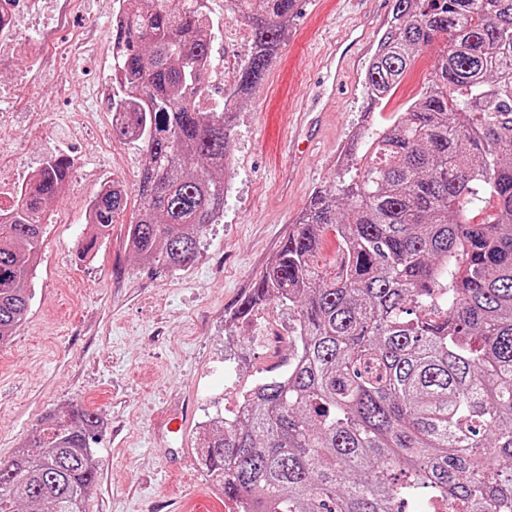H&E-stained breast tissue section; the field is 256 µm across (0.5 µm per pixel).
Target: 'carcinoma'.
<instances>
[{"label":"carcinoma","instance_id":"obj_1","mask_svg":"<svg viewBox=\"0 0 512 512\" xmlns=\"http://www.w3.org/2000/svg\"><path fill=\"white\" fill-rule=\"evenodd\" d=\"M298 0H235L251 51L249 97ZM210 0H122L112 82L124 133L143 144L141 208L127 245L176 271L224 210L234 113L204 110L219 20ZM444 42L431 78L389 124L352 136L334 186L315 191L252 293L296 314L284 376L249 391L198 457L239 512H512V0H392L368 60L383 109L419 51ZM68 157L46 162L0 208V346L27 318L47 204ZM117 184L92 198L104 232ZM339 242L321 254V235ZM98 413L65 403L0 464V512H83L97 479Z\"/></svg>","mask_w":512,"mask_h":512}]
</instances>
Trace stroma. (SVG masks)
<instances>
[{"label":"stroma","instance_id":"stroma-1","mask_svg":"<svg viewBox=\"0 0 512 512\" xmlns=\"http://www.w3.org/2000/svg\"><path fill=\"white\" fill-rule=\"evenodd\" d=\"M343 0H299L290 37L235 119L232 166L224 213L203 233L194 260L169 271L137 258L126 235L139 205L140 144L116 134L111 107L112 6L83 0L79 12L57 0L52 32L79 30L91 54L62 61L16 51L0 83L24 72L22 90L34 110L17 115V127L0 130V144L14 162L40 168L45 157L79 160L89 176L49 206L51 221L30 281L31 310L10 345L0 348V461L9 460L52 408L78 402L100 411L103 424L92 446L98 480L87 512H150L173 504L174 512H232L197 459L173 471L177 449L195 450L202 422L233 418L238 398L256 379L269 376L281 355L257 345L258 332L287 334L295 315L268 303L245 321L232 317L293 228L310 195L332 184L336 155L345 151L366 119L362 75L374 49L366 44L328 116L324 142L304 160L305 170L289 197H281L278 176L288 159L284 143L290 104L311 88L320 50L347 42L337 17ZM434 49L420 52L386 108L384 123L426 86ZM100 94L93 111L76 109L80 89ZM113 179L128 192L124 212L108 235L97 236L85 207L100 180ZM96 238L92 260L82 249ZM186 411L184 430L166 428L168 414Z\"/></svg>","mask_w":512,"mask_h":512}]
</instances>
